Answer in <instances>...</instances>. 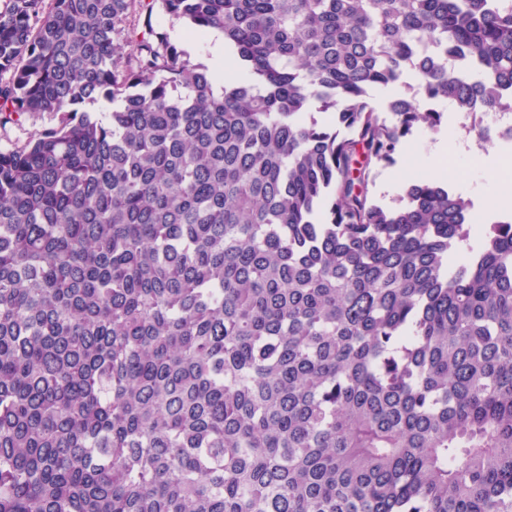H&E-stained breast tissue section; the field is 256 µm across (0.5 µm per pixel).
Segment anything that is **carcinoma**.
<instances>
[{"label": "carcinoma", "instance_id": "carcinoma-1", "mask_svg": "<svg viewBox=\"0 0 512 512\" xmlns=\"http://www.w3.org/2000/svg\"><path fill=\"white\" fill-rule=\"evenodd\" d=\"M3 73L0 512H512V221L369 191L512 110V0H7ZM152 26L155 32L165 34L196 63L213 68V59L214 67L218 69L224 60V44L220 40H216L215 44L213 42V37L220 35L218 33H210L205 40H199L184 22L174 20L157 9L152 16ZM227 63L228 57L224 60L222 70H225ZM60 115L26 114L17 122L0 127V148L21 146L42 130L59 125Z\"/></svg>", "mask_w": 512, "mask_h": 512}]
</instances>
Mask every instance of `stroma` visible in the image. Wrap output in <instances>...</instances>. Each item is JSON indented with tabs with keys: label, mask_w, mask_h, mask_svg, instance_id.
I'll return each mask as SVG.
<instances>
[{
	"label": "stroma",
	"mask_w": 512,
	"mask_h": 512,
	"mask_svg": "<svg viewBox=\"0 0 512 512\" xmlns=\"http://www.w3.org/2000/svg\"><path fill=\"white\" fill-rule=\"evenodd\" d=\"M150 28L165 34L194 62L211 64L212 39H197L184 22L158 11L149 15L141 6H134L128 17V35L139 36ZM58 124L59 118L53 114L23 115L19 121L0 127V148L23 145L30 137ZM442 126L455 130V142L446 143L444 151L438 153L434 150L435 134L423 128L416 130L398 152L395 164L376 169L370 188L374 198L391 203L401 195L408 181L435 175L472 200L474 228L484 227L496 214L511 217L512 207L497 208L495 201L503 195L504 159L512 156V144L497 143L492 151L480 147L475 137L461 130L459 115L454 111L444 112Z\"/></svg>",
	"instance_id": "35a3bbf8"
}]
</instances>
